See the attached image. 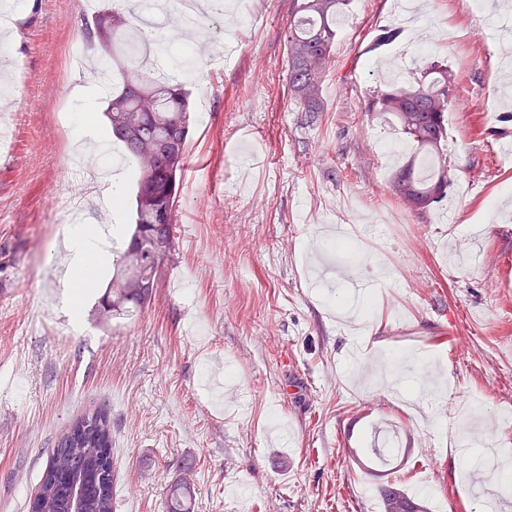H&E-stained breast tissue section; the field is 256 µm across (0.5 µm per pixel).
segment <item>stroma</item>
<instances>
[{"mask_svg": "<svg viewBox=\"0 0 512 512\" xmlns=\"http://www.w3.org/2000/svg\"><path fill=\"white\" fill-rule=\"evenodd\" d=\"M353 0L334 46L317 118L288 94L285 33L292 0H230L206 19L195 57L209 112L196 120L178 200L174 247L158 288L132 318L101 322L112 275L103 263L71 320L52 272L63 258L55 206L80 194L71 162L81 115L101 119L96 80L68 67L74 42L95 50L80 0H22L5 45L13 127L0 146V243L15 248L0 280V512H28L52 448L85 411L112 424L115 512H165L187 482L191 512H381V477L422 490L429 512H487L512 502L504 459L479 470L457 441L487 431L512 449V83L487 21L512 0ZM398 30L376 46L381 29ZM230 61L209 71L215 46ZM448 67L455 99L444 153L447 200L412 211L378 143L401 135L365 112L377 90ZM342 225L366 261L319 288L317 252ZM371 287L351 292V278ZM397 439L378 475L346 449L375 427Z\"/></svg>", "mask_w": 512, "mask_h": 512, "instance_id": "stroma-1", "label": "stroma"}]
</instances>
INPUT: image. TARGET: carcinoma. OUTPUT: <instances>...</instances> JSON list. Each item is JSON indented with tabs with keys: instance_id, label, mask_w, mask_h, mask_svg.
Returning <instances> with one entry per match:
<instances>
[{
	"instance_id": "carcinoma-1",
	"label": "carcinoma",
	"mask_w": 512,
	"mask_h": 512,
	"mask_svg": "<svg viewBox=\"0 0 512 512\" xmlns=\"http://www.w3.org/2000/svg\"><path fill=\"white\" fill-rule=\"evenodd\" d=\"M351 0H293L286 38L288 90L303 112L324 111L336 21ZM98 60H116L123 48L120 81L105 101L106 133L127 155L134 230L121 251L112 252V282L99 301L100 313L119 318L141 306L158 287V271L171 252L178 224V197L192 131L193 103L180 84L151 75L131 59L148 38L129 36L126 10L104 8L95 17ZM448 68L432 66L425 78L367 100L365 111L393 116L416 153L392 180L394 195L412 210L428 209L448 193L451 178L441 157L448 139L453 101ZM82 485L83 512H114L112 425L97 409L78 417L61 436L44 468L36 512H69L74 484ZM382 512H427L398 479L378 485ZM192 488L176 485L167 512H190Z\"/></svg>"
}]
</instances>
